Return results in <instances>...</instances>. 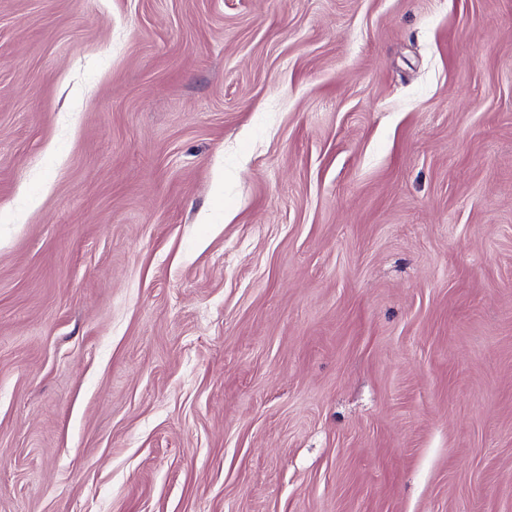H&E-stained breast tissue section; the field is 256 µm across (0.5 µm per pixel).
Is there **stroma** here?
I'll return each mask as SVG.
<instances>
[{
  "instance_id": "stroma-1",
  "label": "stroma",
  "mask_w": 512,
  "mask_h": 512,
  "mask_svg": "<svg viewBox=\"0 0 512 512\" xmlns=\"http://www.w3.org/2000/svg\"><path fill=\"white\" fill-rule=\"evenodd\" d=\"M0 512H512V0H0Z\"/></svg>"
}]
</instances>
